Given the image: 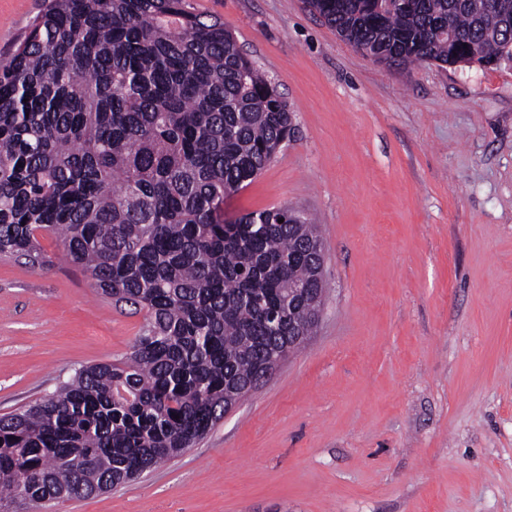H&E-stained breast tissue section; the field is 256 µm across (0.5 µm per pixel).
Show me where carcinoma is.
Masks as SVG:
<instances>
[{"instance_id": "cac0c4a2", "label": "carcinoma", "mask_w": 512, "mask_h": 512, "mask_svg": "<svg viewBox=\"0 0 512 512\" xmlns=\"http://www.w3.org/2000/svg\"><path fill=\"white\" fill-rule=\"evenodd\" d=\"M394 65L512 55V0H306ZM295 133L276 86L187 0H48L0 63V255L53 265L145 312L133 351L0 416V503L89 497L203 439L309 336L317 225L288 206L224 218Z\"/></svg>"}]
</instances>
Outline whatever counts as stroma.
<instances>
[{
	"label": "stroma",
	"mask_w": 512,
	"mask_h": 512,
	"mask_svg": "<svg viewBox=\"0 0 512 512\" xmlns=\"http://www.w3.org/2000/svg\"><path fill=\"white\" fill-rule=\"evenodd\" d=\"M233 32L295 136L224 215L290 206L326 251L320 322L193 448L83 499L9 512H512V62L388 65L304 0H188ZM44 0H0V59ZM0 257V416L128 356L54 236Z\"/></svg>",
	"instance_id": "obj_1"
}]
</instances>
